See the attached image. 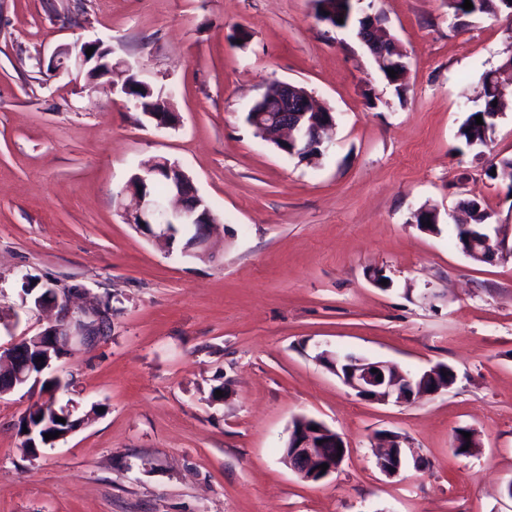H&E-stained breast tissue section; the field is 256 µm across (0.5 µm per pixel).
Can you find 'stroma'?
<instances>
[{"label": "stroma", "instance_id": "1", "mask_svg": "<svg viewBox=\"0 0 512 512\" xmlns=\"http://www.w3.org/2000/svg\"><path fill=\"white\" fill-rule=\"evenodd\" d=\"M353 13L382 15L406 56L404 96L313 0H0V353L50 326L33 302L45 288L79 285L80 316L112 305L106 335L54 368L76 432L29 458L15 425L44 394L0 397V512H512V258L470 260L454 225L476 196L512 242V176L490 170L512 157V111L489 148L458 137L482 73L512 56V22L457 20L445 0H355ZM96 38L169 94L176 127L147 122L107 78L84 90L46 68L59 46ZM276 82L333 112L320 159L247 123ZM161 157L215 209L204 258L119 207ZM423 207L438 232L412 224ZM325 349L407 372L443 363L456 382L365 401L316 361ZM298 415L349 447L317 482L283 461ZM459 427L479 453L455 455ZM382 431L425 467L382 474Z\"/></svg>", "mask_w": 512, "mask_h": 512}]
</instances>
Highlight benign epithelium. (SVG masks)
Here are the masks:
<instances>
[{"label":"benign epithelium","mask_w":512,"mask_h":512,"mask_svg":"<svg viewBox=\"0 0 512 512\" xmlns=\"http://www.w3.org/2000/svg\"><path fill=\"white\" fill-rule=\"evenodd\" d=\"M378 32L375 26L362 23L358 25L357 37L368 48L377 64H389L386 47L376 41ZM94 48L90 55L86 50ZM126 65L123 60L112 61V48L104 46L100 39L84 42L80 45H62L53 54L50 66L62 70L75 77L85 80V87L93 86L94 81L89 73L97 71L98 77L112 74L116 68ZM310 93L298 86L279 82L276 85L275 101L278 114L271 116L268 122L263 121L266 114L254 113L253 127L258 134L276 132L282 137L276 143L281 151H288L295 157L319 159L323 156V133L335 124L333 113L319 112L309 109L307 100ZM145 116L155 121L159 127H174L180 118L173 111L162 110L147 112ZM166 170L172 179L170 196L179 205L173 209L168 206V199H155L146 193V183L154 174ZM127 202L122 204L123 214L127 223L153 237L168 240L178 228H185L192 235L191 242L181 248L183 256L206 255L208 237L215 217L204 208V200L197 194L190 177L176 164L166 158L157 159L152 165L130 178L126 188ZM464 231L460 242L461 251L468 257L481 258L483 252L476 250V241L481 240L491 250L502 257L512 255V245L504 242H493L487 229L475 231L472 225L460 224ZM38 307L49 306L55 311V320L41 335L24 342L35 341L41 344L44 351L40 361L41 370L52 368L54 362L60 360L69 351L75 337L84 340L94 338L91 326L76 318L69 304L68 296H59L50 288L35 301ZM17 357L15 367L7 378L0 375V397L21 390L29 385L30 369L33 364L29 353L19 349L14 353ZM324 356L333 357L335 361L348 364L345 372L337 366L332 370L339 374L341 381L363 400L387 403L391 400L407 402L414 398L431 397L448 388V370L435 365L430 369L412 374L401 370L396 364L388 361H371L359 358L350 353L324 351ZM412 447L410 440L398 433L388 432L380 438L381 451L378 453L377 465L387 477L398 476L408 462H413L415 469H420L422 459L416 455L408 456L407 449ZM348 452L342 437L321 421L305 415L293 419L284 452L288 465L307 481H320L336 472ZM328 465L321 470L320 465Z\"/></svg>","instance_id":"obj_1"}]
</instances>
